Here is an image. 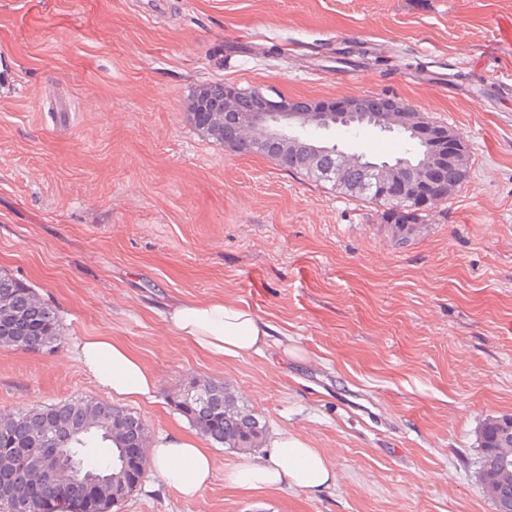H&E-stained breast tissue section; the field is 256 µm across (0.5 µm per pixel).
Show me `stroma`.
Listing matches in <instances>:
<instances>
[{
	"instance_id": "stroma-1",
	"label": "stroma",
	"mask_w": 512,
	"mask_h": 512,
	"mask_svg": "<svg viewBox=\"0 0 512 512\" xmlns=\"http://www.w3.org/2000/svg\"><path fill=\"white\" fill-rule=\"evenodd\" d=\"M373 62L338 68L341 43ZM277 53H270V46ZM434 61L482 71L472 100L421 81ZM221 81L288 97L387 95L460 137L461 187L396 242L374 205L224 148L187 103ZM512 0H0V273L47 302L62 338L0 348V414L111 401L75 347L109 336L155 373L131 410L152 439L194 434L175 402L226 384L267 439L301 437L335 474L310 495L254 494L227 472L265 461L212 446L196 499L147 473L112 512H494L479 430L512 413ZM384 160L397 138L341 130ZM221 300L271 328L262 352L214 359L172 330Z\"/></svg>"
}]
</instances>
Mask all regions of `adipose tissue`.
<instances>
[{"mask_svg": "<svg viewBox=\"0 0 512 512\" xmlns=\"http://www.w3.org/2000/svg\"><path fill=\"white\" fill-rule=\"evenodd\" d=\"M168 320L178 335L202 353L221 359L260 350L270 336L269 327L250 311L214 301L175 307ZM84 370L113 395L138 401L149 397L157 378L129 347L109 336H88L79 345ZM152 467L161 482L186 499H196L213 478L209 449L191 436H172L150 450ZM240 490L251 492L288 484L317 493L334 482L324 457L297 436L277 439L264 463L247 464L225 476Z\"/></svg>", "mask_w": 512, "mask_h": 512, "instance_id": "adipose-tissue-1", "label": "adipose tissue"}]
</instances>
